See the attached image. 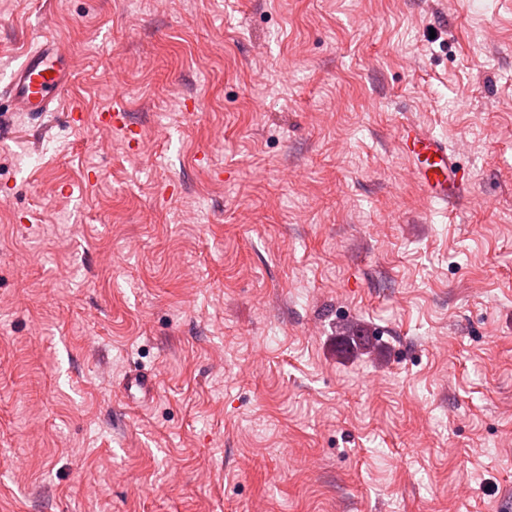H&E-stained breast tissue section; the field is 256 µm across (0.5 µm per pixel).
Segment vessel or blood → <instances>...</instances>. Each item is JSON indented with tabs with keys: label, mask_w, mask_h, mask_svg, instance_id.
<instances>
[{
	"label": "vessel or blood",
	"mask_w": 512,
	"mask_h": 512,
	"mask_svg": "<svg viewBox=\"0 0 512 512\" xmlns=\"http://www.w3.org/2000/svg\"><path fill=\"white\" fill-rule=\"evenodd\" d=\"M73 80L70 61L59 41L42 39L0 85L12 111L27 114L55 111ZM406 156L412 161L426 196L449 202L465 196L471 174L443 139L408 124L400 131Z\"/></svg>",
	"instance_id": "obj_1"
}]
</instances>
